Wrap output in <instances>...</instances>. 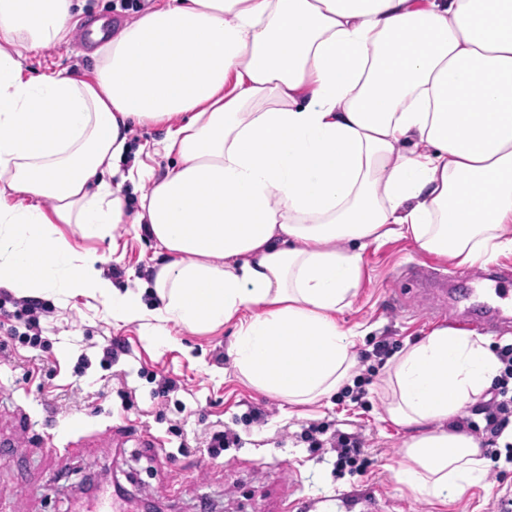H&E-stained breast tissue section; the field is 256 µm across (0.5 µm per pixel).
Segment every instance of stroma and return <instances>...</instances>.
I'll return each mask as SVG.
<instances>
[{
    "mask_svg": "<svg viewBox=\"0 0 512 512\" xmlns=\"http://www.w3.org/2000/svg\"><path fill=\"white\" fill-rule=\"evenodd\" d=\"M76 27L67 44L23 60L31 74L90 75L92 47ZM79 251L99 257L118 288L144 277L158 249L129 224L106 239L60 227ZM512 310V252L493 263L457 264L421 252L409 239L369 244L361 283L343 327L362 330L355 375L369 377L361 401L337 391L293 406L243 384L227 349L229 328L190 334L170 326L171 342L154 346L137 322L113 320L89 297L21 299L0 288V512H81L85 484L121 491L126 512L153 502L162 512H499L512 489V463L489 462L481 486L441 504L398 485L392 469L410 432L390 421L386 364L435 328L487 319L467 298L488 267ZM325 439L360 438L365 465L335 467L336 451L304 439L308 424ZM239 441L209 453L214 432ZM56 453H48V446Z\"/></svg>",
    "mask_w": 512,
    "mask_h": 512,
    "instance_id": "35a3bbf8",
    "label": "stroma"
}]
</instances>
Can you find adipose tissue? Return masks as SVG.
Returning a JSON list of instances; mask_svg holds the SVG:
<instances>
[{"mask_svg": "<svg viewBox=\"0 0 512 512\" xmlns=\"http://www.w3.org/2000/svg\"><path fill=\"white\" fill-rule=\"evenodd\" d=\"M77 23L74 0H0V288L17 297L101 298L157 346L170 322L231 327L242 381L307 405L351 378L360 333L338 316L368 244L512 251V0H155L90 76L27 74L21 52ZM149 124L167 128L161 176L124 164ZM127 222L165 256L153 308L59 231ZM498 369L448 326L390 364L388 415L411 431L397 483L440 502L483 483L478 441L448 423Z\"/></svg>", "mask_w": 512, "mask_h": 512, "instance_id": "1", "label": "adipose tissue"}]
</instances>
